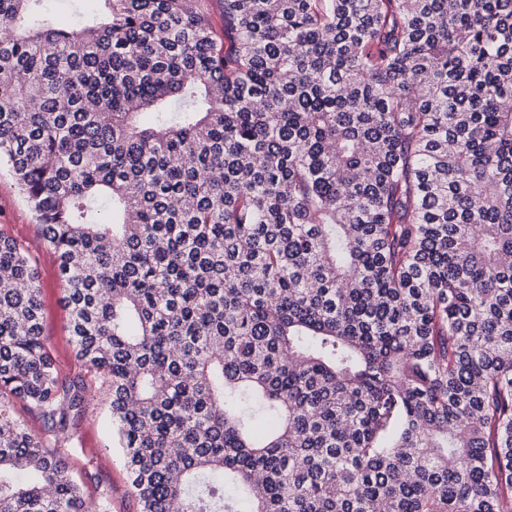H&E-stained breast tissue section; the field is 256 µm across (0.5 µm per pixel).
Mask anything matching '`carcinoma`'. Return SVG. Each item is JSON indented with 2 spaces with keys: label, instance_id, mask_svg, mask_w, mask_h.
<instances>
[{
  "label": "carcinoma",
  "instance_id": "cac0c4a2",
  "mask_svg": "<svg viewBox=\"0 0 512 512\" xmlns=\"http://www.w3.org/2000/svg\"><path fill=\"white\" fill-rule=\"evenodd\" d=\"M100 2L0 0V167L141 512H512V0ZM90 394L0 231V512H111ZM44 4L46 9L54 16L57 24L71 29L80 25V15L88 6L81 1L72 0H45ZM0 228L27 249L39 270L43 330L61 374L81 377L91 385L87 415L77 427L78 451L70 459L71 473L82 482L86 500H93L99 489L109 490L111 512H140L139 498L131 487L125 453L112 435L110 395L101 379L75 357L69 336V314L61 306L63 295L55 255L45 245L39 232L35 212L18 192L10 173L0 171ZM95 475L89 480L85 468Z\"/></svg>",
  "mask_w": 512,
  "mask_h": 512
}]
</instances>
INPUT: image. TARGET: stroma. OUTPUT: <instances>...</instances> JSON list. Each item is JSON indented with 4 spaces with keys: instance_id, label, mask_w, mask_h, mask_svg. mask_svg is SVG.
<instances>
[{
    "instance_id": "1",
    "label": "stroma",
    "mask_w": 512,
    "mask_h": 512,
    "mask_svg": "<svg viewBox=\"0 0 512 512\" xmlns=\"http://www.w3.org/2000/svg\"><path fill=\"white\" fill-rule=\"evenodd\" d=\"M0 229L27 249L39 270L43 330L59 370L66 377H81L91 385L86 416L77 427L78 451L70 460L71 473L81 481L86 500H93L99 489H108L111 512H140L139 498L131 487L125 453L112 435L110 395L101 380L73 351L69 336V314L61 306L63 295L56 258L39 232L35 212L18 192L8 171H0ZM93 479H86L85 470Z\"/></svg>"
}]
</instances>
